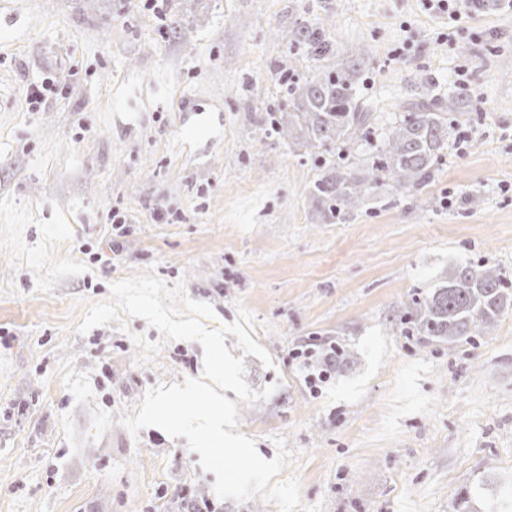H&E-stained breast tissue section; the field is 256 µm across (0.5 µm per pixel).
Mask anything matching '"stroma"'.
<instances>
[{"instance_id":"stroma-1","label":"stroma","mask_w":512,"mask_h":512,"mask_svg":"<svg viewBox=\"0 0 512 512\" xmlns=\"http://www.w3.org/2000/svg\"><path fill=\"white\" fill-rule=\"evenodd\" d=\"M304 22L363 64L371 143L344 154L364 175L383 128L422 82L453 137L434 176L383 183L335 223L308 194L320 154L265 134L283 76L321 64ZM60 87L30 111V85ZM478 195L477 206L466 200ZM127 216L122 235L113 213ZM492 266L512 288V9L470 0H0V512H279L223 500L186 438L124 424L151 388L203 373L173 341L136 364L141 318L77 334L92 303L136 271L211 304L253 312L272 356L243 357L264 400L238 430L293 456L304 503L325 512H512V311L455 343L417 331L415 303L457 267ZM340 354L310 391L299 354Z\"/></svg>"}]
</instances>
